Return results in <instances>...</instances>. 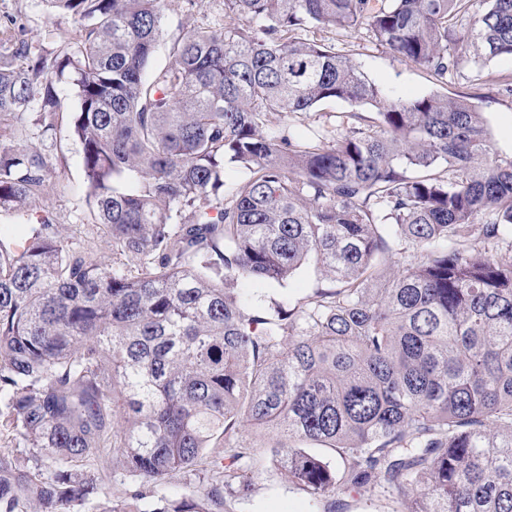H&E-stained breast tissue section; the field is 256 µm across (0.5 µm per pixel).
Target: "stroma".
Wrapping results in <instances>:
<instances>
[{
	"label": "stroma",
	"mask_w": 512,
	"mask_h": 512,
	"mask_svg": "<svg viewBox=\"0 0 512 512\" xmlns=\"http://www.w3.org/2000/svg\"><path fill=\"white\" fill-rule=\"evenodd\" d=\"M164 34L152 58V70L169 62L168 47L186 28H220L224 23V0H165ZM80 25L71 16L47 8L44 0H0V57H10L17 40H32L47 59H54L63 47L79 40ZM306 38L332 44L336 53L355 59L369 80L393 97H416L434 92L481 93L491 96L484 107V120L493 149L503 157L512 156V91L501 83V76L512 73V60H477L473 52L457 48L462 59L459 68L439 79L424 68L402 61L389 49L376 43L367 30L344 33L335 30L307 29ZM33 145L45 157L47 178L53 193L32 202L36 216L58 224L63 240H70L75 225L88 223L89 212L82 180L78 144L68 135L67 125L56 130H35ZM318 275L313 266H303L287 287L248 289V297L266 304L277 300L294 304L311 292ZM248 497L228 503L225 512H406L404 490L389 488L367 496L341 489L328 498L315 499L288 481L267 454H259L250 472Z\"/></svg>",
	"instance_id": "stroma-1"
}]
</instances>
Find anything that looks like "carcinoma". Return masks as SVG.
Wrapping results in <instances>:
<instances>
[{
    "mask_svg": "<svg viewBox=\"0 0 512 512\" xmlns=\"http://www.w3.org/2000/svg\"><path fill=\"white\" fill-rule=\"evenodd\" d=\"M45 2L82 40L51 63L25 40L23 63L0 58V217L23 227L0 224V432L26 448L0 454V512H224L251 490L246 427L302 443L268 451L315 498L389 484L407 512H512V250L494 252L512 157L480 95L394 99L298 36L364 28L443 78L451 44L512 58V0L467 29L472 0H224V28L185 31L150 78L164 0ZM55 76L77 90L92 220L72 246L29 218L50 189L29 107L57 128ZM327 100L353 111L294 133ZM228 162L246 172L230 187ZM310 260L319 281L293 306L242 299ZM187 476L198 495L141 507L142 487Z\"/></svg>",
    "mask_w": 512,
    "mask_h": 512,
    "instance_id": "1",
    "label": "carcinoma"
}]
</instances>
